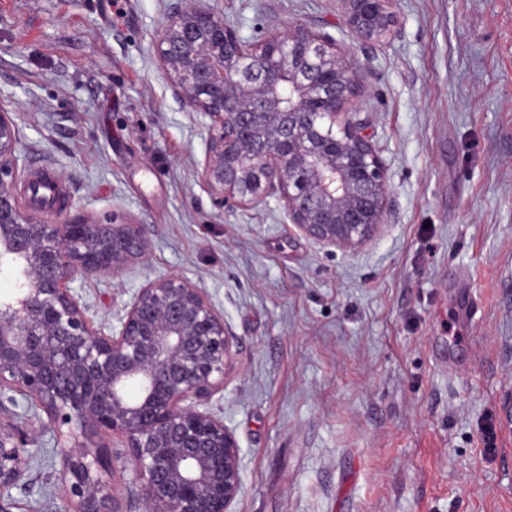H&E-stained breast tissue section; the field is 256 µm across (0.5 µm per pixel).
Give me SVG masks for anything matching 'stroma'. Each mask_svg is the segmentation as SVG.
I'll use <instances>...</instances> for the list:
<instances>
[{"label": "stroma", "mask_w": 512, "mask_h": 512, "mask_svg": "<svg viewBox=\"0 0 512 512\" xmlns=\"http://www.w3.org/2000/svg\"><path fill=\"white\" fill-rule=\"evenodd\" d=\"M203 2L248 38L304 24L350 49L388 226L348 253L274 199L217 214L203 133L153 54L173 0H0V109L30 172L151 231L145 263L75 284L88 316L110 325L149 278L208 291L240 342L212 401L240 446L238 512H512V0H395L375 44L340 0ZM20 426L38 433L35 482L8 495L45 512L55 439Z\"/></svg>", "instance_id": "obj_1"}]
</instances>
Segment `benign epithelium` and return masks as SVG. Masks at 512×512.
Wrapping results in <instances>:
<instances>
[{
  "label": "benign epithelium",
  "instance_id": "1",
  "mask_svg": "<svg viewBox=\"0 0 512 512\" xmlns=\"http://www.w3.org/2000/svg\"><path fill=\"white\" fill-rule=\"evenodd\" d=\"M359 43L394 33V0H339ZM174 97L205 129L199 177L215 210L272 197L296 231L355 252L388 223L379 149L352 119L368 73L325 33L299 24L250 42L224 15L175 0L154 44ZM19 128L0 111V490L31 484L36 436L24 403L52 428L64 512H236L240 446L208 408L224 393L239 342L206 289L156 277L102 327L71 284L117 277L146 260L144 224L41 218ZM120 439L119 483L97 472Z\"/></svg>",
  "mask_w": 512,
  "mask_h": 512
}]
</instances>
